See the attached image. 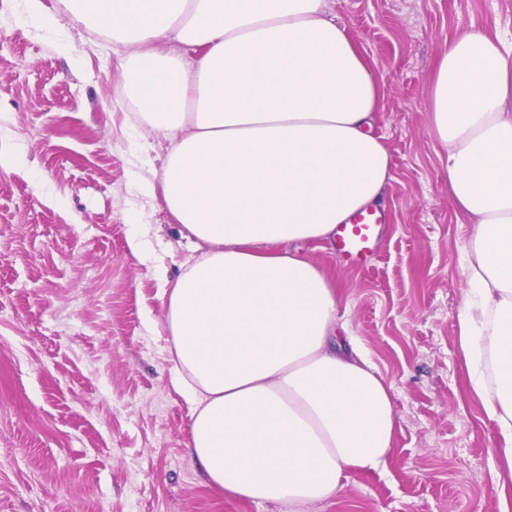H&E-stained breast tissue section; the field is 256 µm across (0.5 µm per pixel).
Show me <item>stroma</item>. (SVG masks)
<instances>
[{"label":"stroma","mask_w":512,"mask_h":512,"mask_svg":"<svg viewBox=\"0 0 512 512\" xmlns=\"http://www.w3.org/2000/svg\"><path fill=\"white\" fill-rule=\"evenodd\" d=\"M45 2L51 34L25 21L24 0H0V152L25 157L0 165V512H289L224 497L190 461L155 276L196 254L153 175L167 144L120 97L103 32ZM332 8L384 89L374 132L391 179L368 266L319 242L303 252L335 273L338 321L390 385L396 431L382 465L304 512H512V462L458 340L471 228L428 131L434 59L472 25L512 39V0Z\"/></svg>","instance_id":"35a3bbf8"}]
</instances>
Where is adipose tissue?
<instances>
[{"label": "adipose tissue", "instance_id": "1", "mask_svg": "<svg viewBox=\"0 0 512 512\" xmlns=\"http://www.w3.org/2000/svg\"><path fill=\"white\" fill-rule=\"evenodd\" d=\"M66 2L127 50L122 94L170 145L163 203L203 247L162 280L192 464L243 502L333 500L345 471L384 463L395 413L355 338L337 341L335 275L299 245L383 198L382 86L328 0ZM429 132L471 225L460 347L512 461V42L473 26L444 46Z\"/></svg>", "mask_w": 512, "mask_h": 512}]
</instances>
